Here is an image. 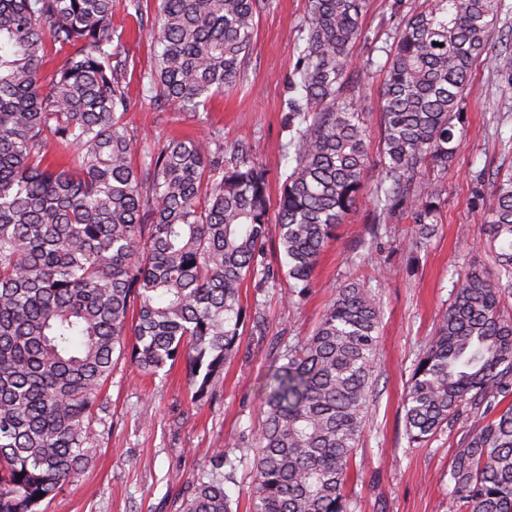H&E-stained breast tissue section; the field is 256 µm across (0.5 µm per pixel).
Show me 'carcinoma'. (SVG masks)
<instances>
[{
  "label": "carcinoma",
  "instance_id": "cac0c4a2",
  "mask_svg": "<svg viewBox=\"0 0 512 512\" xmlns=\"http://www.w3.org/2000/svg\"><path fill=\"white\" fill-rule=\"evenodd\" d=\"M113 0H0V512H46L89 462L92 421L113 357L145 376L180 365L193 404L217 397L246 319L245 280L278 228L291 292L304 294L336 227L364 191L368 130L350 72L367 0H309L288 101L289 172L276 215L266 174L224 165L212 138L171 140L132 162L118 80L126 66ZM261 0H157L154 64L166 103L196 114L233 89ZM407 21L386 55L381 214L410 205L422 247L439 196L411 193L426 162L460 149L453 121L472 92L504 0H394ZM64 53L43 74L48 47ZM512 84V41L490 57ZM494 265L460 275L417 360L405 432L426 444L461 415L469 429L448 471L455 512H512V172L491 184L484 238ZM381 310L361 280L336 289L310 336L280 355L254 430L253 512H352L350 464L376 398ZM215 452L180 512H233Z\"/></svg>",
  "mask_w": 512,
  "mask_h": 512
}]
</instances>
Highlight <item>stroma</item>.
Segmentation results:
<instances>
[{"instance_id":"1","label":"stroma","mask_w":512,"mask_h":512,"mask_svg":"<svg viewBox=\"0 0 512 512\" xmlns=\"http://www.w3.org/2000/svg\"><path fill=\"white\" fill-rule=\"evenodd\" d=\"M123 4L115 0L112 26L130 55L123 75L129 101L123 120L136 139L137 153L173 138L210 137L223 144L225 162H232L235 148L244 149L266 171L270 198L278 200L292 136L291 72L309 0H263L240 81L194 116L155 104L143 77L152 64L154 44ZM392 4L368 0L362 34L352 49V70H370L355 91L369 131L366 191L322 252L308 293L289 298L282 247L276 230H269L262 262L275 277L260 275L243 285L248 317L217 400L193 406L180 368L151 377L129 360L117 361L103 410L93 422L92 459L58 493L48 512H177L180 478L197 475L216 450L246 455L244 439L261 419L265 383L279 353L311 334L336 288L362 277L370 279L380 297V377L346 491L355 512H449L448 466L469 419L460 417L453 429L416 447L405 435L403 401L414 364L452 299L453 273L488 263L483 253L469 249L460 231L482 237L483 209L474 196L489 192V180L512 168V86L486 61L475 62L473 92L457 124L461 148L448 169L423 165L415 183L419 192L431 182L441 189L437 231L421 252L408 253L414 228L409 208L380 217L369 195L381 174L386 79V56L372 46L402 24ZM478 173L485 185L475 182Z\"/></svg>"}]
</instances>
